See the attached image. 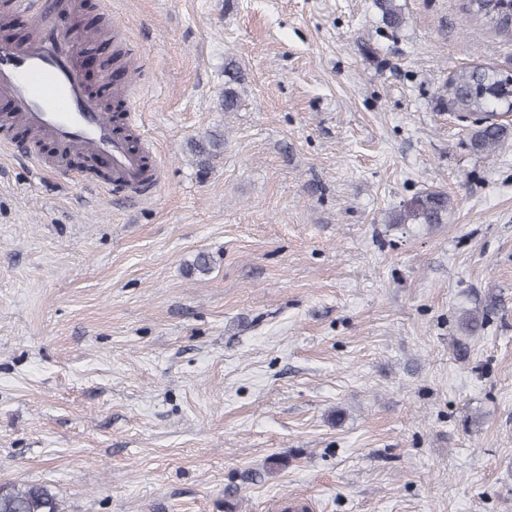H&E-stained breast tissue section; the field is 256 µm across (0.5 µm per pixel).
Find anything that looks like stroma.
<instances>
[{
  "label": "stroma",
  "instance_id": "obj_1",
  "mask_svg": "<svg viewBox=\"0 0 512 512\" xmlns=\"http://www.w3.org/2000/svg\"><path fill=\"white\" fill-rule=\"evenodd\" d=\"M400 2L393 32L372 0H93L87 87L140 50L162 180L108 201L0 154V482L65 512H512V138L474 152L437 101L512 38ZM435 188L446 223H391ZM239 69L234 67L232 62L224 67V109L228 112L235 111L240 99L238 87L242 83V76Z\"/></svg>",
  "mask_w": 512,
  "mask_h": 512
}]
</instances>
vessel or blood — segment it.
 <instances>
[{
	"label": "vessel or blood",
	"instance_id": "1",
	"mask_svg": "<svg viewBox=\"0 0 512 512\" xmlns=\"http://www.w3.org/2000/svg\"><path fill=\"white\" fill-rule=\"evenodd\" d=\"M10 7L31 12L36 31L23 43L0 45V100L9 106L0 119V146L16 148L17 134H26L33 143L28 157L51 175L69 173L73 157L90 167L104 156L107 174L86 177L97 189L132 197L155 191L160 168L150 144L132 141L139 128L133 102L115 91L124 112L119 119L86 87L78 59L88 37L65 32L52 13L35 11L33 0H11ZM42 144L52 152L40 153Z\"/></svg>",
	"mask_w": 512,
	"mask_h": 512
}]
</instances>
